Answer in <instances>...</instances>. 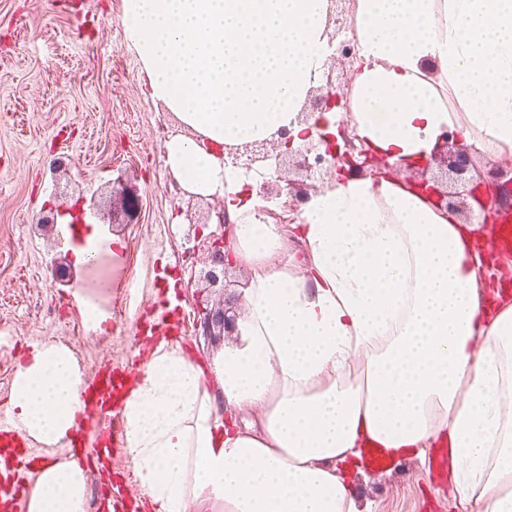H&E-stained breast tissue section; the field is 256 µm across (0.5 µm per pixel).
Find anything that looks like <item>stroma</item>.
<instances>
[{"label":"stroma","mask_w":512,"mask_h":512,"mask_svg":"<svg viewBox=\"0 0 512 512\" xmlns=\"http://www.w3.org/2000/svg\"><path fill=\"white\" fill-rule=\"evenodd\" d=\"M123 0H0V414L10 415L18 363L32 339L69 348L84 376L122 365L140 347L139 306L180 285L181 349L208 361L227 338L196 326L210 291L208 243L223 234L221 196L187 192L164 165L177 116L139 82L141 61L122 25ZM95 201L104 250L93 274L37 223ZM109 281L110 289L99 286ZM105 316L83 320L73 292ZM437 451L356 474L363 512H465Z\"/></svg>","instance_id":"35a3bbf8"}]
</instances>
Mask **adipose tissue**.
I'll return each mask as SVG.
<instances>
[{
	"mask_svg": "<svg viewBox=\"0 0 512 512\" xmlns=\"http://www.w3.org/2000/svg\"><path fill=\"white\" fill-rule=\"evenodd\" d=\"M328 5L124 0L142 83L184 127L165 165L187 191L223 195L251 272L222 355L151 351L123 407L126 453L155 512H359L350 476L369 448L392 460L447 449L459 504L512 512V304L484 291L476 225L387 173L332 180L278 224L257 173L224 162L283 129L318 142L297 115L332 53ZM354 38L358 143L398 166L459 128L512 158V0H356ZM292 238L305 259L290 269L279 257ZM81 384L71 352L43 342L16 370L12 415L61 444ZM89 481L74 461L43 466L28 512H85Z\"/></svg>",
	"mask_w": 512,
	"mask_h": 512,
	"instance_id": "adipose-tissue-1",
	"label": "adipose tissue"
}]
</instances>
